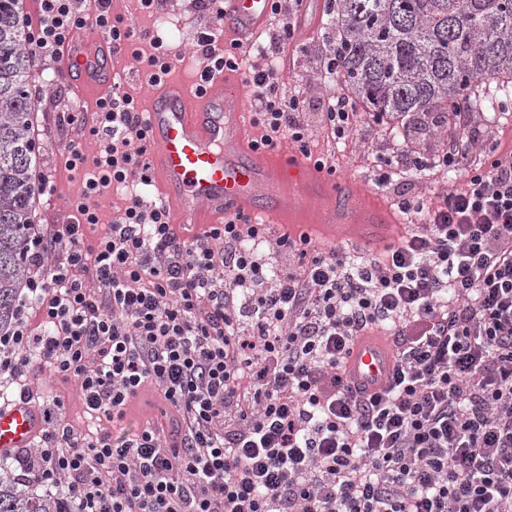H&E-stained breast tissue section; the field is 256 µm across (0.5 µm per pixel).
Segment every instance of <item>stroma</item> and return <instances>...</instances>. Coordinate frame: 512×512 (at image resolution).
I'll use <instances>...</instances> for the list:
<instances>
[{"mask_svg": "<svg viewBox=\"0 0 512 512\" xmlns=\"http://www.w3.org/2000/svg\"><path fill=\"white\" fill-rule=\"evenodd\" d=\"M224 0H159L155 12L137 9L134 0H112L114 13L131 15L138 33L146 39L162 38L174 66L172 73L195 86L200 75L197 37L205 26L220 18ZM336 39V29L328 11H321L309 33L295 32L287 48L279 74L284 90L299 93L303 103L302 119L312 138L315 152L335 153L337 178L353 182L367 202L397 207L400 199L446 192L454 174L433 167L432 162L448 139L447 131H434L430 118L411 121L406 136L389 131L386 126L363 117L352 139L343 150H335L321 131V114L329 97L339 90L338 78L330 77L326 67L329 47ZM61 64L57 57H34L28 70V84L34 102L33 135L40 148V174L52 176L57 190L37 199L35 223L49 224L55 217L70 215L76 183L67 179L62 153L70 142L87 143L79 124L69 122L70 113L93 108L95 95L78 96L71 83L57 79ZM418 155L431 163L430 171L419 173L410 157ZM387 156L396 164L391 185L378 188L374 171L378 156ZM27 388L37 405L47 403L49 392L63 394L66 418L75 427H83L86 416L74 385L51 383L45 378L28 379Z\"/></svg>", "mask_w": 512, "mask_h": 512, "instance_id": "obj_1", "label": "stroma"}]
</instances>
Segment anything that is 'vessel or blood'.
<instances>
[{"mask_svg":"<svg viewBox=\"0 0 512 512\" xmlns=\"http://www.w3.org/2000/svg\"><path fill=\"white\" fill-rule=\"evenodd\" d=\"M272 0H225L224 30L239 43L254 41L271 15ZM122 50L104 34L81 30L62 51L67 78L83 92L112 89ZM248 108L235 83L217 73L203 92L163 77L150 95L145 121L150 178L158 199L180 228L220 224L241 214L263 224H284L290 210L311 211L349 249L386 241L396 222L385 206L365 207L356 187L332 180L299 157L277 164L245 143ZM393 355L381 337L356 340L346 359L345 380L372 393L388 382ZM43 426L38 409L22 400L0 406V453L34 447Z\"/></svg>","mask_w":512,"mask_h":512,"instance_id":"vessel-or-blood-1","label":"vessel or blood"}]
</instances>
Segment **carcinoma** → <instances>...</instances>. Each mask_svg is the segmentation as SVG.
I'll use <instances>...</instances> for the list:
<instances>
[{
    "instance_id": "obj_1",
    "label": "carcinoma",
    "mask_w": 512,
    "mask_h": 512,
    "mask_svg": "<svg viewBox=\"0 0 512 512\" xmlns=\"http://www.w3.org/2000/svg\"><path fill=\"white\" fill-rule=\"evenodd\" d=\"M329 54L359 112L406 126L512 106V0H332ZM24 0H0V333L15 320L27 283L39 149L28 91ZM494 88L487 87L489 81ZM62 496H38L0 465V512H63Z\"/></svg>"
}]
</instances>
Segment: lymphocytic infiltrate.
I'll return each instance as SVG.
<instances>
[{"mask_svg": "<svg viewBox=\"0 0 512 512\" xmlns=\"http://www.w3.org/2000/svg\"><path fill=\"white\" fill-rule=\"evenodd\" d=\"M299 5L274 0L281 26L248 46L221 44L210 25L197 54L202 79L224 70L251 87L250 148L288 139L312 157L300 100L278 83ZM40 11L35 56L60 54L90 24L118 46L136 36L106 7L92 22L72 0H41ZM360 118L339 93L322 124L343 140ZM475 119L452 113L439 158L446 171L468 166L466 180L436 201L403 199L412 231L363 257L241 215L185 239L136 192L101 224L107 190L148 184L151 164L133 97H99L95 152L73 141L65 161L98 176L78 191L79 223L34 231L0 374L75 384L113 428L74 429L55 396L24 479L62 492L69 512H512V149L468 165ZM266 245L282 263L262 258ZM377 332L395 371L377 393L352 391L350 348ZM149 389L163 421L125 428Z\"/></svg>", "mask_w": 512, "mask_h": 512, "instance_id": "f902f5d3", "label": "lymphocytic infiltrate"}]
</instances>
